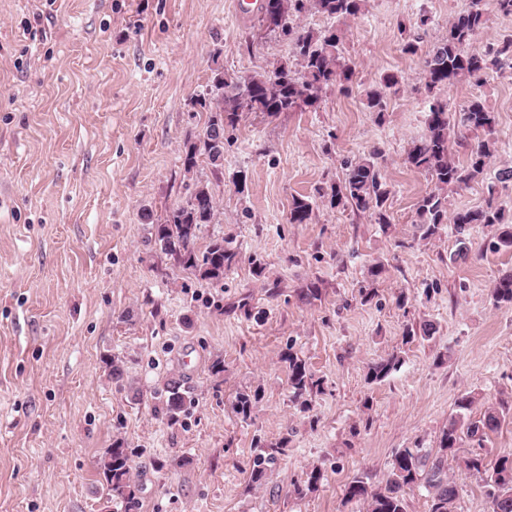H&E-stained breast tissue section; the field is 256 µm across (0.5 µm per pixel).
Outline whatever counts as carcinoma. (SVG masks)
<instances>
[{
    "instance_id": "carcinoma-1",
    "label": "carcinoma",
    "mask_w": 512,
    "mask_h": 512,
    "mask_svg": "<svg viewBox=\"0 0 512 512\" xmlns=\"http://www.w3.org/2000/svg\"><path fill=\"white\" fill-rule=\"evenodd\" d=\"M364 0H265L261 7L259 24L270 33L289 42L290 57L273 64L263 73L239 76L214 71L209 102L201 103L208 112L202 134L186 144L182 159L184 171L190 173L203 158L212 166L224 158L226 131L234 128L245 112H263L276 116L282 112H303L316 108L323 92L333 87L349 90L353 69L343 51L341 24L356 17ZM492 5L496 12L512 15V0H469L466 9L448 21L447 36L425 59L424 89L429 98L425 131L411 142L406 152V163L424 174L433 189L417 202L416 224L420 238L431 240L439 235L442 224L450 221L454 226L460 250H470L471 235L475 228L494 227L495 233L488 242V249L512 250V224L505 222L502 210L487 202L479 208L460 209L447 216V191L463 188L484 175L490 159L496 152V142L489 138L496 125L495 112L479 96L472 97L457 112L448 109L438 91L460 81L475 86L482 85L488 76L501 71L512 62V35L504 37L482 50L473 47L477 35L488 25ZM313 11L332 21L322 30H297V20ZM399 84L395 75H385L366 91L367 107L383 115L387 109V96ZM466 135L474 137L469 146L467 161L454 160L451 143ZM379 152L355 161L344 162V177L330 186V191L318 188L320 196H329L333 207L350 208L369 213L375 223L388 225L390 217L386 203L391 189L378 166ZM312 203L303 198L292 200L288 223L305 224L311 219ZM215 202L208 183L194 182L188 198L172 208L163 223L156 225L155 242L162 252L173 256L186 270L212 283L224 279V273L236 263L237 252L232 240L211 241L203 250L196 247L202 226L213 223ZM491 296L499 307H512V273L497 279ZM288 370V391L294 402L305 412L311 410L306 396L322 390L323 381L315 377L293 347H288L281 357ZM400 358L392 354L373 363L368 368V379L381 382L400 365ZM248 393L237 395L235 413L244 423L253 421V400ZM192 395L171 379L166 383L160 400V412L171 424L179 420ZM475 397L469 393L456 401L457 412L448 420L442 431L438 448L429 449L415 444L397 449L384 487L368 490L359 477L345 485L344 496L348 502L365 501L368 512H407V496L424 490L428 498V512H457L459 490L456 481L448 476V455L456 452L467 440L478 450L465 458V468L482 482L490 504V512H512V451L504 452L489 460L480 452L490 435L500 429L503 411L488 405L480 413L472 412ZM285 447V441L264 443L254 457L250 481L255 485L267 482L272 465ZM137 451L116 438L106 450L100 464L102 489L109 502L132 508L137 500L139 486L131 479L130 471ZM323 472L315 467L306 478L293 484V492L304 496L316 489Z\"/></svg>"
}]
</instances>
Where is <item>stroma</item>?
I'll list each match as a JSON object with an SVG mask.
<instances>
[{
	"label": "stroma",
	"instance_id": "stroma-1",
	"mask_svg": "<svg viewBox=\"0 0 512 512\" xmlns=\"http://www.w3.org/2000/svg\"><path fill=\"white\" fill-rule=\"evenodd\" d=\"M467 3L367 0L342 26L351 91L329 89L303 112L241 115L222 168L202 162L193 175L219 208L201 244L223 237L238 252L210 283L161 252L155 225L187 198L182 157L204 128L196 102L213 69L264 71L287 43L233 0H0V512H114L99 466L117 437L144 451L131 512H365L345 501V484L384 485L396 449L437 447L465 393L505 406L488 457L512 448V308L490 297L512 250H486L484 227L464 257L451 224L421 239L416 203L432 185L405 162L425 130L423 61ZM410 38L413 55L402 50ZM385 73L400 83L379 117L364 91ZM476 95L496 114L498 150L482 180L448 191L447 207L492 198L511 222L512 184L494 175L512 167V69L440 93L453 111ZM374 151L392 190L387 229L316 195L344 161ZM296 197L313 203L308 223L288 221ZM377 260L385 271L365 303ZM310 281L321 290L312 302L299 295ZM426 321L432 338L403 344L405 326ZM290 346L324 380L307 414L289 399ZM394 352L400 368L369 381ZM173 377L195 398L174 425L156 411ZM242 391L259 394L249 424L233 409ZM281 439L272 476L251 485L257 441ZM468 453L448 457L458 512H489L459 464ZM177 456L186 465L156 468ZM315 466L316 490L292 494Z\"/></svg>",
	"mask_w": 512,
	"mask_h": 512
}]
</instances>
